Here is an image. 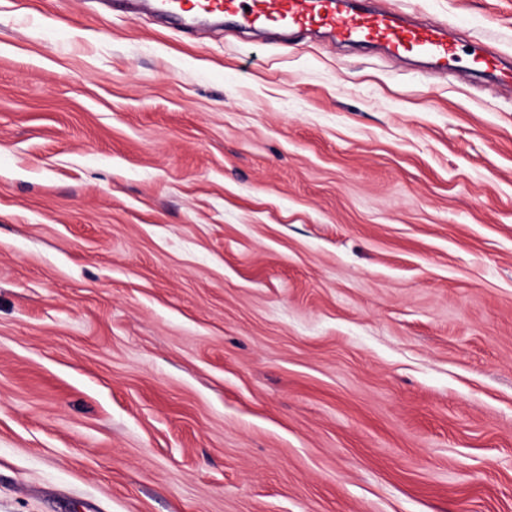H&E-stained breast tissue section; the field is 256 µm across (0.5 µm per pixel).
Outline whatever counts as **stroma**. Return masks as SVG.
I'll return each mask as SVG.
<instances>
[{"label": "stroma", "mask_w": 512, "mask_h": 512, "mask_svg": "<svg viewBox=\"0 0 512 512\" xmlns=\"http://www.w3.org/2000/svg\"><path fill=\"white\" fill-rule=\"evenodd\" d=\"M381 5L0 0V512H512V0ZM363 0H154L153 12L186 29L200 18L232 20L250 29L324 31L342 43L386 47L400 58H421L447 67L455 48L446 27L407 24L399 15L365 6ZM245 6L250 11H245Z\"/></svg>", "instance_id": "1"}]
</instances>
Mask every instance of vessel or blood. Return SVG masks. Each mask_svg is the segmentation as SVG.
<instances>
[{
	"instance_id": "b4317fda",
	"label": "vessel or blood",
	"mask_w": 512,
	"mask_h": 512,
	"mask_svg": "<svg viewBox=\"0 0 512 512\" xmlns=\"http://www.w3.org/2000/svg\"><path fill=\"white\" fill-rule=\"evenodd\" d=\"M153 12L189 26L201 18L228 19L250 29L323 31L342 43L386 47L400 58L447 66L455 48L446 29L367 7L364 0H152Z\"/></svg>"
}]
</instances>
